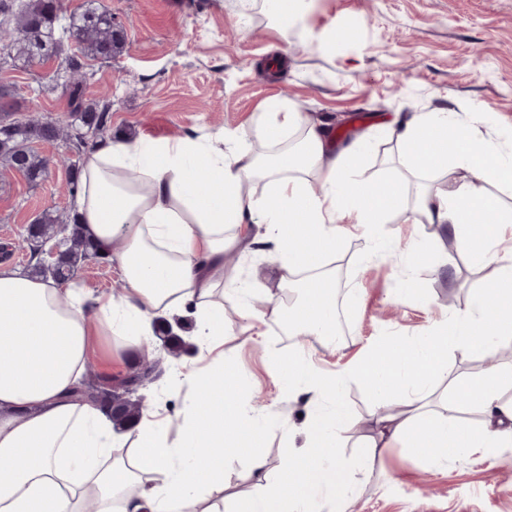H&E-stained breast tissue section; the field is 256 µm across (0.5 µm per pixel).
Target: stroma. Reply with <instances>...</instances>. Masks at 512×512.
I'll use <instances>...</instances> for the list:
<instances>
[{"label":"stroma","mask_w":512,"mask_h":512,"mask_svg":"<svg viewBox=\"0 0 512 512\" xmlns=\"http://www.w3.org/2000/svg\"><path fill=\"white\" fill-rule=\"evenodd\" d=\"M127 40L121 55L89 61L87 104L112 105L113 137L173 140L192 134L205 142L245 132L244 147L263 151L252 131L265 104L278 97L302 117L345 123L337 147L367 142L363 178L414 187L399 165L403 146L383 128L396 116L445 111L458 121L484 114L480 138L512 148V0H307L299 18L281 25L265 0H102ZM57 62L0 66V84L13 87L23 116L68 121L67 96L41 92ZM51 161L50 175L30 185L0 167V265L24 270L30 253L21 246L28 224L43 210L72 214L66 184L86 157L65 141L39 143ZM350 227L339 252L346 265L336 280V311L346 337L327 344L298 342L285 334L270 308L290 306L296 293L278 285V265L265 251L224 257L236 281L248 284L267 317L250 337L235 294L224 298V356L236 363L250 414L275 412L279 422L262 450L264 475L273 478L292 452V436L309 418L307 396L291 398L281 381L279 358L304 353L325 374L355 362L387 336L414 337L465 311L485 288L493 264L474 262L450 230L387 217L377 231L393 249L372 252L362 229ZM413 296H405V289ZM162 372L140 388L152 413L167 422L177 443L181 410L191 383L186 365L204 366L199 346L180 358L156 348ZM345 403L355 419L343 431L345 462H353L375 420L408 408V401L377 403L359 381H348ZM357 493L348 512H512V447L477 448L430 464L402 446L385 449L370 471L355 474ZM247 457L227 452L224 488L203 495L208 512H233L252 491Z\"/></svg>","instance_id":"35a3bbf8"}]
</instances>
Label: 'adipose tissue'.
Wrapping results in <instances>:
<instances>
[{"mask_svg":"<svg viewBox=\"0 0 512 512\" xmlns=\"http://www.w3.org/2000/svg\"><path fill=\"white\" fill-rule=\"evenodd\" d=\"M483 121L478 113L460 123L428 112L389 125L408 171L427 178L453 161L470 173L445 195L421 188L408 209L404 184L359 179L360 149L334 151L327 122L302 120L275 98L255 129L269 148L264 155L239 148L235 132L222 136L227 151L190 135L97 142L81 170L76 211L86 237L121 271L125 292L64 288L0 267V512H84L89 501L97 512H197L202 487L224 484L228 448L261 474L260 450L274 419L244 414L232 361L216 358L206 371H186L194 389L173 445L154 415L121 433L100 407L75 398L93 337H104L117 356L153 336L161 319L184 312L197 340L222 342L224 256L257 245L278 257L282 286L299 291L281 314L289 330L335 335L330 265L343 234L340 211L363 225L376 252L389 247L376 236L377 224L400 212L411 224L448 226L476 262L494 260L496 241L512 228V209L487 188L512 187V152L476 136ZM130 172L134 182L119 188ZM506 339H512V257L466 312L410 341L385 338L333 377H321L302 354L278 361L283 381L319 393L329 406L307 420L297 458L273 479L256 482L236 512H323L355 494L338 441L354 425L343 401L353 378L376 400L395 395L413 405L412 413L378 421L361 469H373L394 441L436 463L474 448L512 447V399L502 396L512 386V369L455 380L454 397L486 416L483 425L438 417L428 401L430 385L448 376L449 352L483 356ZM122 439L135 444L127 461L112 456Z\"/></svg>","mask_w":512,"mask_h":512,"instance_id":"ef3b65f1","label":"adipose tissue"}]
</instances>
